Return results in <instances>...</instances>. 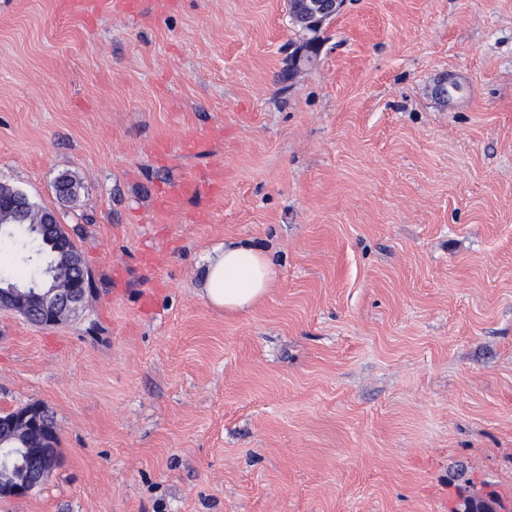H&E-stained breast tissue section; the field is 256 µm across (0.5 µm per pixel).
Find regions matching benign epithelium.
Segmentation results:
<instances>
[{"instance_id": "7a95c632", "label": "benign epithelium", "mask_w": 512, "mask_h": 512, "mask_svg": "<svg viewBox=\"0 0 512 512\" xmlns=\"http://www.w3.org/2000/svg\"><path fill=\"white\" fill-rule=\"evenodd\" d=\"M343 0H287L289 21L305 32V38L288 55V79H294L317 57L324 25L336 16ZM53 211L37 216L38 234L55 245L57 264L70 270L69 280L52 288L32 285L28 289L13 286L0 287V308L23 315L41 326H54L78 312L91 288L87 286L88 268L80 263L75 251L63 236L56 223ZM35 432L40 438V447L28 450L27 476L19 483L0 482L1 498L27 496L35 487L44 483L58 466L55 453L58 432L48 411L36 404L18 407L0 413V437L6 438L17 429Z\"/></svg>"}]
</instances>
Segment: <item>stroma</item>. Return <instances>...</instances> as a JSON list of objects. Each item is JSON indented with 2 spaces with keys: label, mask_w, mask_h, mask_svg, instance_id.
I'll use <instances>...</instances> for the list:
<instances>
[{
  "label": "stroma",
  "mask_w": 512,
  "mask_h": 512,
  "mask_svg": "<svg viewBox=\"0 0 512 512\" xmlns=\"http://www.w3.org/2000/svg\"><path fill=\"white\" fill-rule=\"evenodd\" d=\"M296 42L285 0H0V183L93 274L59 325L0 309V412L59 457L0 512L512 502V0H345L288 80ZM226 242L277 266L245 314L200 295ZM196 192V185L189 182L181 183L174 189L169 190L156 198L153 204L154 211L157 215L165 218L170 213L179 210L182 207L185 198L190 194H195Z\"/></svg>",
  "instance_id": "stroma-1"
}]
</instances>
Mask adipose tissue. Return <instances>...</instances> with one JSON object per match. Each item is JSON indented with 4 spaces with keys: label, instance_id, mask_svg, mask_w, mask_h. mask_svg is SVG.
<instances>
[{
    "label": "adipose tissue",
    "instance_id": "obj_1",
    "mask_svg": "<svg viewBox=\"0 0 512 512\" xmlns=\"http://www.w3.org/2000/svg\"><path fill=\"white\" fill-rule=\"evenodd\" d=\"M276 272L261 249L225 243L215 249L202 277V296L208 305L228 313L249 311L268 294Z\"/></svg>",
    "mask_w": 512,
    "mask_h": 512
}]
</instances>
